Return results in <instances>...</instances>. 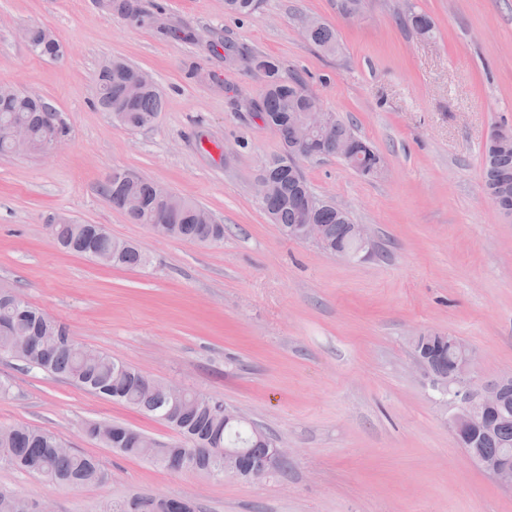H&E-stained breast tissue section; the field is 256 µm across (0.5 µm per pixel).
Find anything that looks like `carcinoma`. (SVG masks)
Here are the masks:
<instances>
[{
  "label": "carcinoma",
  "mask_w": 512,
  "mask_h": 512,
  "mask_svg": "<svg viewBox=\"0 0 512 512\" xmlns=\"http://www.w3.org/2000/svg\"><path fill=\"white\" fill-rule=\"evenodd\" d=\"M105 9L140 26L153 25V16L144 13L137 0H105ZM405 22L418 33L432 31V21L424 13L411 12ZM307 40L323 52L339 50L336 33L318 20L307 21ZM32 49L42 57H56L60 43L41 27L28 29ZM253 70L263 77L264 92L252 111L276 119L281 125L282 153L267 160L261 168L268 183V193L261 201L272 223L287 232L303 223V213L294 200L311 192L297 160L298 129L291 117L308 112L317 100L294 75L284 76L279 64L264 56L246 58ZM99 106L112 114L122 128H142L153 124L163 109V93L145 72L124 61L113 60L103 66L97 79ZM15 125L28 127L34 150L66 134L57 112L41 98L14 92L8 102H0V154L13 152L6 131ZM322 153L333 155L336 143L353 140L360 144L356 158L359 175L375 177L383 168V158L370 144L355 135L339 120H332L319 134ZM483 180L491 199L512 196V142L495 149L487 144ZM112 205L124 211L136 224H146L156 233L194 242H212L224 238V225L215 220L201 222L198 206L184 201L178 210L168 207L157 194L155 183L115 171L103 186ZM314 222L325 226L326 242L322 250L350 249L348 213L328 204L314 213ZM48 230L60 248L89 257L103 265L144 267L149 258L135 245L101 232L96 224H79L65 216L49 220ZM19 295L0 289V353L17 358L24 365L62 377L76 386L113 401L132 405L167 423L180 439L158 454L146 447L148 436L128 426L98 422L87 424L86 433L107 448L150 460L173 472H204L224 475L225 448H244L252 459L264 455L253 425L248 422L226 426L224 416L215 411L213 397L185 390L175 399L165 390L166 384L132 365L69 341L70 333L61 321L41 312L28 301L17 303ZM421 348L434 369L444 375L452 363L448 340L437 332L424 335ZM473 447L486 456H495L503 448H512V401L498 411L497 425L488 435L478 433ZM42 477L53 484L81 489L102 485L109 480L108 471L94 457L66 448L60 437L45 429L28 425L0 427V463ZM27 499L0 487V512H25ZM97 512H196L186 499L166 503L154 497L132 496L126 500L103 501Z\"/></svg>",
  "instance_id": "obj_1"
}]
</instances>
